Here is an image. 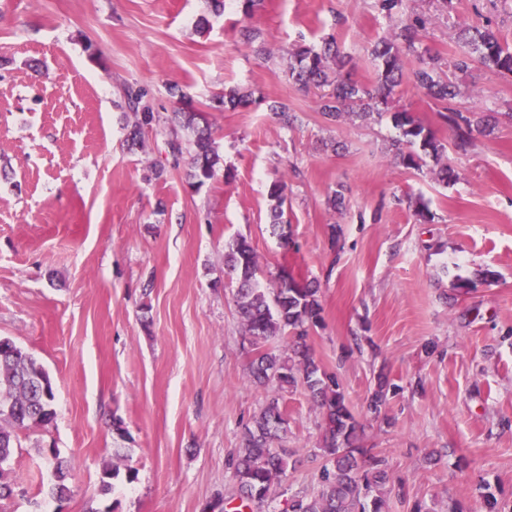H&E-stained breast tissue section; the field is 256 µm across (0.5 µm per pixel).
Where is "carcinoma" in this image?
I'll use <instances>...</instances> for the list:
<instances>
[{
  "label": "carcinoma",
  "mask_w": 512,
  "mask_h": 512,
  "mask_svg": "<svg viewBox=\"0 0 512 512\" xmlns=\"http://www.w3.org/2000/svg\"><path fill=\"white\" fill-rule=\"evenodd\" d=\"M402 0H376L375 7L383 17L396 21L389 32L371 48V57L379 72L378 80L365 85L342 74L348 60L336 47L335 39L321 49L301 45L288 53V78L299 88L318 91L319 111L332 121L342 117L381 119L388 115L398 135L392 139L394 158L403 167L423 170L426 158L438 159L444 153L434 132L422 125L413 110L394 99V89L403 82L411 84L431 99L441 121L452 131V146L465 154L475 135L482 134L494 119L493 111L462 110L458 96L456 73H465L477 64L495 74L512 73V46L491 25L465 27L457 39L460 49L448 61V75H442L441 57L424 44L426 21L421 16L401 18ZM242 44L261 58L270 57L262 41L261 30L252 23L238 30ZM125 106L137 115L127 142L137 146L143 142L144 129L157 122L154 112L145 104L141 88L123 89ZM262 102L254 92L235 87L219 99L223 110H235ZM268 110L285 127L295 115L281 102L268 105ZM178 128L168 134L167 148L172 165L177 167L189 157L197 184L215 177L221 156L207 126L200 125L202 115L187 111L176 113ZM271 201L269 221L274 229L283 224L286 201L285 184L273 183L268 191ZM224 269L236 284V302L246 333L252 338L251 376L261 386L277 390L300 385L317 403L322 414L321 456L325 459L320 474L321 488L314 497L296 495L290 500L291 512H384V492L390 482L388 462L383 457L364 460L358 445L360 425L349 409L340 384L333 373L323 370L309 353L306 342L310 327L321 321L322 306L318 289L301 285L293 278H278L274 288L262 285L260 268L251 244L243 237L229 241L224 247ZM291 333L292 355L280 356L262 349V344L283 332ZM10 352L0 355V500L12 494L11 485L3 481L8 465L18 447V433L44 426L55 416V387L41 363L9 338H0ZM288 431L286 411L279 397L273 395L247 428L244 448L234 465L233 479L241 506L273 500L277 490L288 479V464L276 443ZM68 464L55 459L53 482L48 494L58 500L68 496L66 484Z\"/></svg>",
  "instance_id": "carcinoma-1"
}]
</instances>
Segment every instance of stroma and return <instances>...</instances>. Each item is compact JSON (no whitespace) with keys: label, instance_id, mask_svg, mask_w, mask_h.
Returning a JSON list of instances; mask_svg holds the SVG:
<instances>
[{"label":"stroma","instance_id":"obj_1","mask_svg":"<svg viewBox=\"0 0 512 512\" xmlns=\"http://www.w3.org/2000/svg\"><path fill=\"white\" fill-rule=\"evenodd\" d=\"M373 4L262 0L264 60L237 38L236 2L217 16L210 0H0V337L32 353L56 391L53 421L19 435L0 512H232V460L272 394L249 377L224 275V245L239 235L265 280L284 266L319 283L307 344L339 379L361 448L388 461L386 512H486L489 491L512 512V75L476 65L459 76L461 106L501 113L463 155L432 101L399 87L458 179L437 182L432 160L420 172L396 164L390 118L326 120L283 57L332 35L353 79L374 82L369 50L390 22ZM403 12L428 17L426 42L445 59L459 28L486 20L512 44V0H404ZM128 84L161 117L204 116L223 159L213 179L196 188L188 162L173 166L163 126L128 146ZM242 86L264 104L214 109ZM270 101L295 112L292 127ZM277 181L286 247L269 225ZM341 186L347 207L335 212L326 200ZM409 195L433 221L417 220ZM281 403L288 480L250 512H284L320 488V410L299 386ZM51 447L70 467L61 505L47 496ZM115 463L135 477L102 491Z\"/></svg>","mask_w":512,"mask_h":512}]
</instances>
